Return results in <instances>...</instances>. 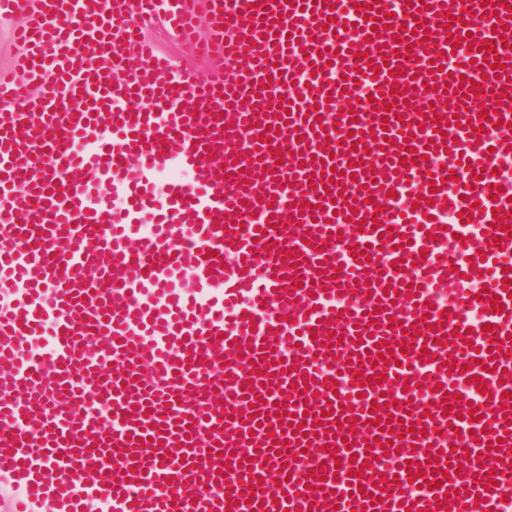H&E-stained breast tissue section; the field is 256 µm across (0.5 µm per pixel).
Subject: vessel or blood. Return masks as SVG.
Listing matches in <instances>:
<instances>
[{
  "label": "vessel or blood",
  "instance_id": "obj_1",
  "mask_svg": "<svg viewBox=\"0 0 512 512\" xmlns=\"http://www.w3.org/2000/svg\"><path fill=\"white\" fill-rule=\"evenodd\" d=\"M18 14L7 512H512V0ZM146 37L153 41L161 52L169 56L175 66H190L201 80L209 81L224 77L226 72L224 61L200 60L189 56L175 33L165 23L161 21L150 23L146 27Z\"/></svg>",
  "mask_w": 512,
  "mask_h": 512
}]
</instances>
